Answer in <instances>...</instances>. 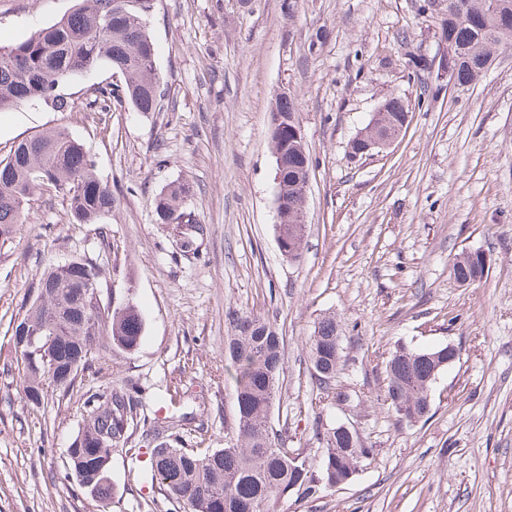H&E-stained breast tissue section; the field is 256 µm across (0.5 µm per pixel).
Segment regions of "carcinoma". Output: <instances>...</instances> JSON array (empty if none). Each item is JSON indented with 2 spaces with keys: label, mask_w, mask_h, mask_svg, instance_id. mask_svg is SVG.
I'll list each match as a JSON object with an SVG mask.
<instances>
[{
  "label": "carcinoma",
  "mask_w": 512,
  "mask_h": 512,
  "mask_svg": "<svg viewBox=\"0 0 512 512\" xmlns=\"http://www.w3.org/2000/svg\"><path fill=\"white\" fill-rule=\"evenodd\" d=\"M494 0H448V19L441 28L445 38L462 46L456 64V81L469 86L484 74L480 61L493 56L512 37V0L501 10ZM154 0H76L74 11L46 25L27 39L0 46V112L24 103H44L56 109L66 102L59 89L73 77L106 66L121 74L122 91L138 112H154L160 98L154 70L155 48L148 30ZM379 121L365 125L350 142L351 153L359 151L368 136L387 135L400 125L409 111L399 97L383 104ZM292 123L279 131L271 147L282 154L283 167L277 195L288 202V249L284 258L301 257L306 228L295 223L301 208L298 185L304 160L290 148ZM52 186L67 197L77 224H99L112 212L114 197L97 175L95 162L85 146L64 129H51L19 142L0 160V230L22 223L25 201L43 187ZM189 186L174 184L162 191L156 202L159 218L180 224L193 223L183 209ZM485 252L477 249L458 255L452 264L455 279L464 284L481 280L488 267ZM72 269L58 266L45 272L35 288L36 297L25 306L13 330L25 325L54 328L49 361L59 370L80 360L84 370H102L104 355L117 348L132 352L140 345L143 320L136 306L102 305L98 313L86 308L85 284L101 280L103 270L94 258L70 262ZM340 329L336 316L318 319L309 338L313 378L327 390L323 378L336 375L342 363ZM224 357L230 364L236 401V442L226 448H201L199 442L176 438L173 446L163 433L187 425L185 413L169 412L163 429L142 436L151 445V480L158 482L164 498L183 512H263L273 499L296 491L313 497L336 483L349 481L371 455L357 434H348L337 424L327 429L321 449L320 474L311 471L305 448L288 449V435L269 424L271 409L283 383L284 343L268 322L250 316L232 318L224 341ZM448 346L417 349L396 346L385 365V400L397 416L416 423L431 410V388L445 369ZM18 375L31 404L44 401V386L56 385L52 376L34 371L20 358ZM89 420L67 449L64 479L72 480L83 493L107 501L112 494L109 467L104 465L111 448H128L131 427L147 411L140 390L91 394L85 401Z\"/></svg>",
  "instance_id": "obj_1"
}]
</instances>
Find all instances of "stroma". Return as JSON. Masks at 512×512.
Instances as JSON below:
<instances>
[{"instance_id": "35a3bbf8", "label": "stroma", "mask_w": 512, "mask_h": 512, "mask_svg": "<svg viewBox=\"0 0 512 512\" xmlns=\"http://www.w3.org/2000/svg\"><path fill=\"white\" fill-rule=\"evenodd\" d=\"M73 0H0V45L25 40ZM448 0H155L148 19L161 109L102 105L108 68L62 86L63 111L0 112V159L18 142L64 128L89 150L115 199L102 223H73L66 196L36 191L23 223L0 236V512H175L152 485L147 454H112L101 502L64 480L86 397L138 384L148 401L190 413L208 448L235 436L224 338L238 315L284 338V381L271 413L290 446L317 453V424H347L373 455L352 481L267 512H512V46L477 84L451 87L411 60L438 57ZM297 107L311 159L302 257H282L275 224L269 112ZM393 96L412 116L382 151L349 143ZM188 184L200 229L161 223L156 199ZM491 254L487 275L451 273L465 251ZM104 268L103 302L133 303L142 342L113 351L68 391L26 399L12 326L44 269L77 258ZM341 324L336 405L313 383L308 338L322 315ZM458 347L419 422L383 397L399 344Z\"/></svg>"}]
</instances>
